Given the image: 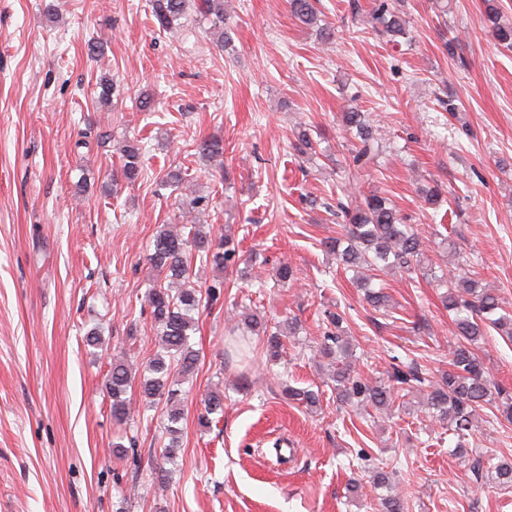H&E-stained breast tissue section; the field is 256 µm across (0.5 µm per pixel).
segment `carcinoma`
<instances>
[{
	"label": "carcinoma",
	"mask_w": 512,
	"mask_h": 512,
	"mask_svg": "<svg viewBox=\"0 0 512 512\" xmlns=\"http://www.w3.org/2000/svg\"><path fill=\"white\" fill-rule=\"evenodd\" d=\"M292 15L301 23L314 26L319 18L312 0H289ZM151 13L159 29L178 32L188 37L196 25L205 21L210 24V43L224 49L228 37L224 31V0H151ZM483 20L489 32L499 44L512 47V24L501 22L497 0H485ZM372 27L392 37L406 34L407 20L391 10L386 0L370 14ZM113 83L106 76L95 83L96 100L107 105L112 96ZM344 127L355 133L359 148L353 156L358 163L373 149L371 129L366 117L358 110L343 115ZM202 157L216 161L224 156V144L218 139H204L196 144ZM139 147L134 143L123 146L124 164L122 175L128 182L138 178ZM344 224L347 246L337 252L339 262L359 274L365 288V299L375 308L387 304L383 289L372 287L379 273L404 268L410 269L413 259L421 255L422 241L417 229L402 219L390 198L379 193L365 197L364 203L345 211ZM212 261L215 268L226 270L238 264L239 250L233 239L226 235L213 241L196 225L182 226L174 231L161 227L153 238L152 253L148 257L160 278L155 281L146 296L159 336L161 353L151 358L145 369L153 376L141 382L145 398L156 401L165 399L167 417L176 424L182 418L179 380L170 378L171 372L187 377L196 369L199 354L190 344V332L195 330L191 312L199 309L202 300L216 297V287L201 288L194 281V257ZM446 292L443 302L452 314V322L459 342L448 354V370L433 381L422 376L415 366L396 368L388 375V383L371 382L359 375L348 361L350 345L339 333L328 336L321 347L326 356H336V391L345 404L371 405L386 410L393 402L394 390L403 391L413 385L429 388L426 397L428 419L448 427L452 434L463 438L478 428L481 412L495 404L507 421L512 420V394L506 391L493 396L486 368L476 353L484 341L486 327L492 326L500 335L512 339V315L502 311L496 294L480 286L473 278H456L442 281ZM131 382V370L127 362H112L106 389L112 398V419L123 424L131 414L129 401L124 398ZM285 395L307 407L319 403V395L310 389L289 386ZM224 410V396L216 391L204 400V413L199 424L208 427L212 415ZM492 479L501 487L512 488V462L506 459L492 467Z\"/></svg>",
	"instance_id": "carcinoma-1"
}]
</instances>
